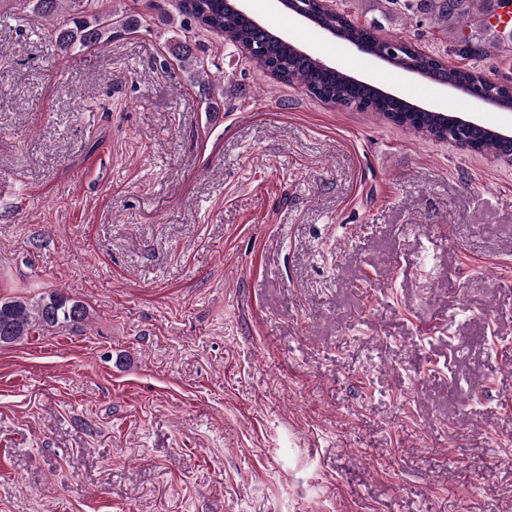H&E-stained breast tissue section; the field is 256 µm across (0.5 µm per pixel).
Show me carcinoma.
<instances>
[{
  "label": "carcinoma",
  "mask_w": 512,
  "mask_h": 512,
  "mask_svg": "<svg viewBox=\"0 0 512 512\" xmlns=\"http://www.w3.org/2000/svg\"><path fill=\"white\" fill-rule=\"evenodd\" d=\"M38 17H49L65 12L63 21L54 25V36L59 49L67 54L77 49L90 48L112 40V15L90 10L91 0H33ZM384 17L403 19L423 18L448 33L451 50L463 59L482 58L497 47L496 42L481 36L490 30L483 18L492 14L503 0H379ZM317 22L336 30V37L345 43L364 44L366 52L373 53L383 46L372 29L360 23L354 15L326 4L314 3ZM179 12L196 25L220 36L247 58H252V47L262 46L263 59L258 64L284 83L295 84L306 93L335 107L355 108L373 112L416 135L441 141L457 140L450 127L451 119L439 112L415 115V108L404 101L382 95L370 85L355 84L343 72L322 68L315 57H307L296 47L273 37L267 30L252 22L225 0H178ZM171 53L189 81L199 88L211 111L219 110L212 97L214 81L209 63L199 58L187 42L173 41ZM400 70L417 68L428 75L448 82L480 84L512 105V91L505 85L489 83L481 71L473 67L441 68L440 60L419 50L410 52L396 62ZM467 141L484 152L496 155L508 151L500 138L487 127L476 128L465 134ZM85 304L59 290L37 297L0 298V346L18 343L33 334H44L69 328L86 321Z\"/></svg>",
  "instance_id": "obj_1"
}]
</instances>
